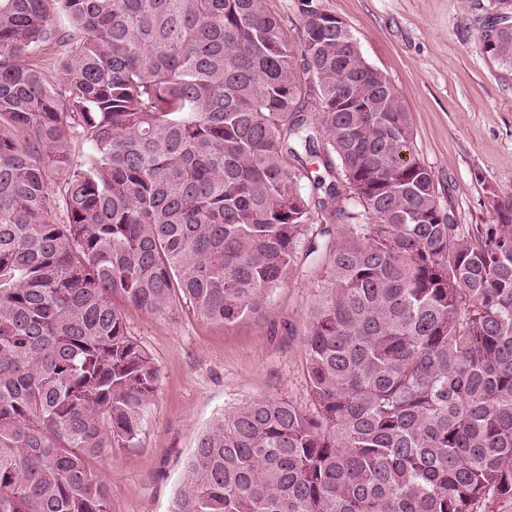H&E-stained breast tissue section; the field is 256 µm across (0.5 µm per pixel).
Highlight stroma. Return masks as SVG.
Here are the masks:
<instances>
[{
	"label": "stroma",
	"instance_id": "1",
	"mask_svg": "<svg viewBox=\"0 0 512 512\" xmlns=\"http://www.w3.org/2000/svg\"><path fill=\"white\" fill-rule=\"evenodd\" d=\"M354 34L364 60L400 91L413 154L462 228L494 224L512 197V64L482 49L496 0H314ZM311 288L296 265L263 316L231 325L187 304L150 315L127 306L130 334L153 357L157 391L136 445H113L99 467L109 512H170L205 426L241 400L280 393L307 402L302 323Z\"/></svg>",
	"mask_w": 512,
	"mask_h": 512
}]
</instances>
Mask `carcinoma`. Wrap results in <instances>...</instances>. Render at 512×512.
<instances>
[{
	"mask_svg": "<svg viewBox=\"0 0 512 512\" xmlns=\"http://www.w3.org/2000/svg\"><path fill=\"white\" fill-rule=\"evenodd\" d=\"M303 13L295 48L267 0H0V512H109L159 377L121 305L233 324L300 253L310 401L225 409L171 512L512 500V200L448 223L397 88Z\"/></svg>",
	"mask_w": 512,
	"mask_h": 512,
	"instance_id": "cac0c4a2",
	"label": "carcinoma"
}]
</instances>
